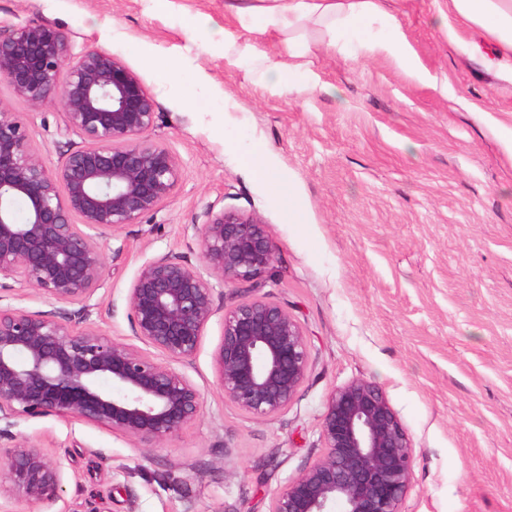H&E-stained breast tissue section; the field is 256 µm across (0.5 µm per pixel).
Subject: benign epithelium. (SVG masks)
Returning <instances> with one entry per match:
<instances>
[{"label": "benign epithelium", "instance_id": "7a95c632", "mask_svg": "<svg viewBox=\"0 0 512 512\" xmlns=\"http://www.w3.org/2000/svg\"><path fill=\"white\" fill-rule=\"evenodd\" d=\"M0 78L34 108L57 101L63 130L84 140L50 169L26 124L0 106V289L17 299L34 288L78 306L30 312L0 294V494L50 506L63 462L12 432L15 419L74 418L160 447L205 410L203 392L179 366L195 358L218 313L211 279L251 289L273 266L275 247L253 215L222 211L190 225L200 264L166 254L142 264L128 288L142 346L110 336L90 322L89 301L109 275L103 238L156 211L179 178L175 155L146 137L153 101L120 59L95 48L76 56L58 29L38 22L0 35ZM308 366L304 334L285 306L245 297L223 311L215 382L242 413L263 420L286 411ZM322 433L323 453L272 495L269 512H399L413 451L384 392L362 379L339 388Z\"/></svg>", "mask_w": 512, "mask_h": 512}]
</instances>
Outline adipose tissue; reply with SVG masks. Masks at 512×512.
Instances as JSON below:
<instances>
[{"label":"adipose tissue","instance_id":"ef3b65f1","mask_svg":"<svg viewBox=\"0 0 512 512\" xmlns=\"http://www.w3.org/2000/svg\"><path fill=\"white\" fill-rule=\"evenodd\" d=\"M224 13L246 31L279 37L278 59L254 53L246 41L237 44L236 51L251 56L266 83L291 92L312 86L301 64L305 45L299 37L310 25L318 27L329 48L344 50L349 57L362 51L385 52L404 68L412 66L401 29L384 0H226ZM436 21L451 37L460 24L480 29L493 46L482 58L484 67L512 69V0H448L447 10Z\"/></svg>","mask_w":512,"mask_h":512}]
</instances>
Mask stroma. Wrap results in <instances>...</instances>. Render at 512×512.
Wrapping results in <instances>:
<instances>
[{"label":"stroma","instance_id":"obj_1","mask_svg":"<svg viewBox=\"0 0 512 512\" xmlns=\"http://www.w3.org/2000/svg\"><path fill=\"white\" fill-rule=\"evenodd\" d=\"M0 0V32L30 21L60 30L73 52L103 50L154 101L149 137L179 162L173 196L110 240L119 254L90 300L91 320L134 342L127 290L140 266L168 253L198 262L184 232L209 212L260 218L276 258L259 295L288 308L309 352L288 410L257 420L225 401L212 354L213 318L185 371L203 416L144 452L111 429L56 416L17 429L64 464L51 512H269L323 452L329 396L362 379L383 389L406 430L413 467L400 512H512V76L471 59L474 33L448 41L433 19L447 0H387L422 79L383 55L353 61L308 31L317 88H271L249 59L209 39L278 40L225 17L224 0ZM204 21L188 35L185 13ZM201 83L197 107L180 83ZM48 167L81 146L63 135L56 102L34 109L0 80ZM266 150L269 172L247 154ZM290 183L296 222L276 182Z\"/></svg>","mask_w":512,"mask_h":512}]
</instances>
